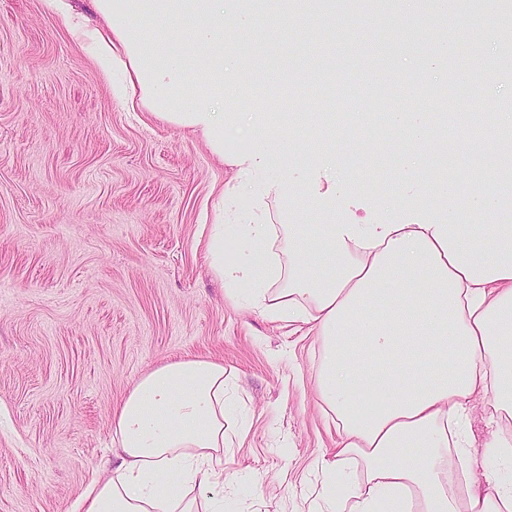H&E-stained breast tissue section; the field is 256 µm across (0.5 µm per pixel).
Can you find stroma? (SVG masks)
Returning a JSON list of instances; mask_svg holds the SVG:
<instances>
[{
  "label": "stroma",
  "mask_w": 512,
  "mask_h": 512,
  "mask_svg": "<svg viewBox=\"0 0 512 512\" xmlns=\"http://www.w3.org/2000/svg\"><path fill=\"white\" fill-rule=\"evenodd\" d=\"M479 42L459 41L448 71L423 75L444 91L465 59L497 61L499 0H482ZM393 25L364 26V11L336 0L343 22L320 30L280 24L268 40L225 38L231 55L287 61L289 81L260 86L293 112H318L315 85L331 70L338 105L361 112L365 56L386 89L412 81L430 44L407 43L413 20L392 0ZM361 175L324 221L375 220L380 196L395 211L411 199L394 166L401 140L351 139ZM235 172L203 139L149 112L125 110L94 59L42 0H0V512H82L92 479L112 457V413L147 372L185 358L223 362L237 403L224 443V512H316L338 435L318 398L319 343L308 325L267 319L224 293L198 242L213 193ZM471 466L490 490L487 444L512 438L484 393L468 411Z\"/></svg>",
  "instance_id": "obj_1"
}]
</instances>
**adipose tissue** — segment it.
<instances>
[{"mask_svg": "<svg viewBox=\"0 0 512 512\" xmlns=\"http://www.w3.org/2000/svg\"><path fill=\"white\" fill-rule=\"evenodd\" d=\"M232 22L224 0H92L96 23L72 13L68 0H43L104 76L125 71L119 97L167 124L201 135L220 161L234 167L231 191L245 195L249 179L284 204L304 194L329 212L346 180L335 168L336 115L320 113L318 136L329 148L320 165L291 147L280 113L256 98L246 145L224 150V129L236 113L226 94L254 92L267 76L255 63L224 54V33L257 40L287 18L289 0H239ZM165 25L192 55L147 31ZM464 113H434L422 126L412 112L387 123L408 150L404 176L420 163L426 137L443 146L449 122ZM304 169L301 186L286 177ZM372 224H292L279 238L273 224L212 225L207 257L226 296L273 321L303 323L320 344L318 393L339 436L334 460L318 468L335 476L342 461L361 464L364 485L352 491L351 512H512V482L480 493L473 480L448 478V457L467 453L468 403L492 392L496 410L512 416V224H463L447 208L405 220L388 200ZM248 239L244 259L226 257ZM224 366L182 359L142 376L112 416L114 476L83 494L84 512H195L183 489L210 490L207 512H224L212 493L224 478ZM420 449L418 460L403 457Z\"/></svg>", "mask_w": 512, "mask_h": 512, "instance_id": "1", "label": "adipose tissue"}]
</instances>
